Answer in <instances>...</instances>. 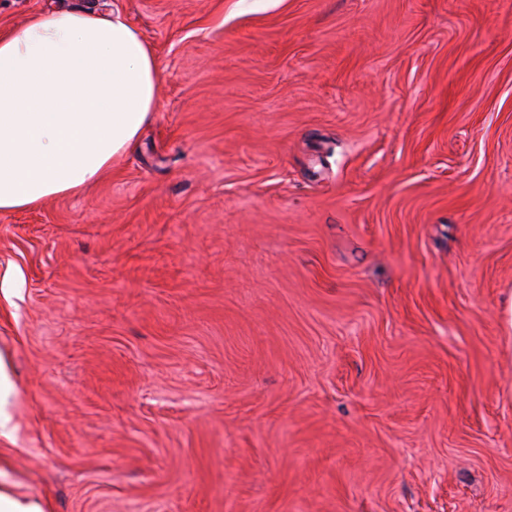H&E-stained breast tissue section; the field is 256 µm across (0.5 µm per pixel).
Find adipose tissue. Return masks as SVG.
<instances>
[{
	"mask_svg": "<svg viewBox=\"0 0 512 512\" xmlns=\"http://www.w3.org/2000/svg\"><path fill=\"white\" fill-rule=\"evenodd\" d=\"M161 78L118 11L51 8L0 35V213L100 180L155 112Z\"/></svg>",
	"mask_w": 512,
	"mask_h": 512,
	"instance_id": "1",
	"label": "adipose tissue"
}]
</instances>
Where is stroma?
Masks as SVG:
<instances>
[{
    "label": "stroma",
    "instance_id": "1",
    "mask_svg": "<svg viewBox=\"0 0 512 512\" xmlns=\"http://www.w3.org/2000/svg\"><path fill=\"white\" fill-rule=\"evenodd\" d=\"M120 11L157 109L0 213V491L42 512H512V0Z\"/></svg>",
    "mask_w": 512,
    "mask_h": 512
}]
</instances>
